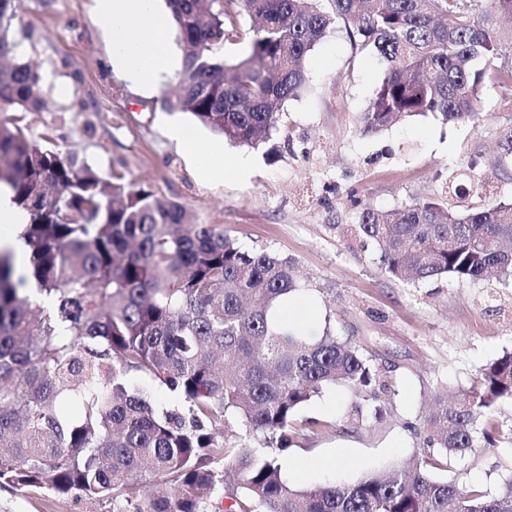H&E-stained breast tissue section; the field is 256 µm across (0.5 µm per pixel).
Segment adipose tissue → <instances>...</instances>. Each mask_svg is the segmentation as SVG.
Returning a JSON list of instances; mask_svg holds the SVG:
<instances>
[{
    "mask_svg": "<svg viewBox=\"0 0 512 512\" xmlns=\"http://www.w3.org/2000/svg\"><path fill=\"white\" fill-rule=\"evenodd\" d=\"M157 3L158 0H97L98 12L107 22L113 71L145 89L154 88L164 75L175 72L182 64L180 54L171 47L169 27ZM169 136L197 154L205 177L219 178L229 171L242 179L248 174L246 160L225 163L220 149L201 147L190 129L174 126ZM28 221V213L14 203L7 188L1 187L0 245L9 247L19 262L25 252L17 235Z\"/></svg>",
    "mask_w": 512,
    "mask_h": 512,
    "instance_id": "ef3b65f1",
    "label": "adipose tissue"
}]
</instances>
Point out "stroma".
Here are the masks:
<instances>
[{
    "mask_svg": "<svg viewBox=\"0 0 512 512\" xmlns=\"http://www.w3.org/2000/svg\"><path fill=\"white\" fill-rule=\"evenodd\" d=\"M11 28L19 55L39 67L47 105L22 112L0 103V122L19 121L48 148L78 155L103 177L150 184L158 195L190 206L200 222L223 228L242 250L291 258L301 293L316 308L307 336L328 330L372 353L388 386L378 400L339 386L301 408L298 418L308 427L288 457L309 463L305 484L351 483L420 452L422 442L408 426L425 414L434 389L469 386L477 367L512 349V281L407 284L381 271L375 243L336 231L355 223L364 205L393 209L431 199L481 206L484 195L454 196L451 182L463 173L488 175L495 198L512 199L508 87L484 86L476 122L444 125L418 116L360 137L357 117L382 66L355 49L339 22L310 53L307 88L284 107L273 140L278 153L270 156L262 147L225 143L190 114L168 111L161 98L175 75L146 91L115 74L95 0H21ZM173 121L223 148L225 161L249 157V178L202 177L191 151L168 137ZM342 442L344 462L321 468L320 460ZM509 474L512 447L502 444L455 459L444 477L494 493ZM0 512H112V501L0 490Z\"/></svg>",
    "mask_w": 512,
    "mask_h": 512,
    "instance_id": "1",
    "label": "stroma"
}]
</instances>
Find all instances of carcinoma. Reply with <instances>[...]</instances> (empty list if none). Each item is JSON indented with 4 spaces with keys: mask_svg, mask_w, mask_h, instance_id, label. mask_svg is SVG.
I'll list each match as a JSON object with an SVG mask.
<instances>
[{
    "mask_svg": "<svg viewBox=\"0 0 512 512\" xmlns=\"http://www.w3.org/2000/svg\"><path fill=\"white\" fill-rule=\"evenodd\" d=\"M240 0L256 22L250 52L224 59L236 35L223 0H166L183 68L170 111L225 141L257 148L308 80L310 52L341 21L383 65L357 132L432 114L471 122L485 77L512 84V0ZM20 0H0V102L44 106L41 75L10 32ZM30 216L19 274L0 250V489L108 496L112 512H512V476L491 496L437 473L494 448L493 414L512 403V351L480 366L453 402L435 395L413 458L353 483L296 487L282 476L297 414L327 387L368 399L363 346L311 339L273 321L298 291L295 263L241 250L148 184L103 178L17 124L0 123V186ZM343 234L376 243L388 276L419 284L512 276V202L453 210L431 201L366 206ZM148 375L182 407L160 410L131 382ZM75 405L68 416L61 401ZM234 419L241 443L224 444Z\"/></svg>",
    "mask_w": 512,
    "mask_h": 512,
    "instance_id": "cac0c4a2",
    "label": "carcinoma"
}]
</instances>
